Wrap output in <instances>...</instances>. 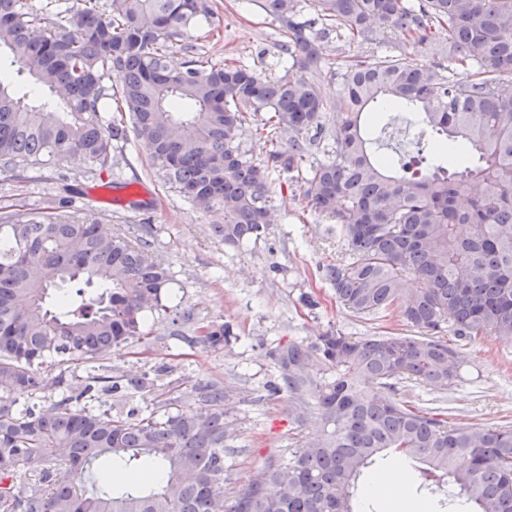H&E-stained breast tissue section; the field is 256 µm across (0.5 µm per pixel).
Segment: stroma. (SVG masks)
I'll return each instance as SVG.
<instances>
[{
    "label": "stroma",
    "instance_id": "obj_1",
    "mask_svg": "<svg viewBox=\"0 0 512 512\" xmlns=\"http://www.w3.org/2000/svg\"><path fill=\"white\" fill-rule=\"evenodd\" d=\"M223 28L221 41H196L198 52L221 62L232 58L280 75L287 56L272 17L259 0H215ZM321 68L315 84L321 95L335 99L337 53L395 55V38L376 45L340 42L328 35L322 44ZM114 162L99 170L79 158L59 162L58 169L79 187L73 211L94 213L108 235L129 239L142 225L154 228L152 257L169 268L177 293L165 310L146 321L147 336L131 340L89 363L43 365L50 377L83 382L88 370L104 376H146L153 381L145 394H97L93 407L124 414L156 408L187 390L194 381L222 382L228 392L224 411L233 432L224 452L227 495L250 483L270 462L287 457L318 434L314 421L297 422L293 403L281 391L278 349L291 342L311 343L328 330L348 336L410 334L396 314L358 318L336 300L321 268L336 262L344 246L334 223L308 207L299 186L272 174L277 220L267 235L242 247L224 245L214 237L212 219L177 192L163 186L153 161L136 139L114 148ZM54 183H25L0 172V207L21 202L41 206L58 193ZM191 321H183V314ZM208 322L224 324L229 336L214 350L185 341V334ZM459 356V371L447 393L414 388L413 398L431 408L438 419L456 425L512 424V341L488 337L462 339L445 332Z\"/></svg>",
    "mask_w": 512,
    "mask_h": 512
}]
</instances>
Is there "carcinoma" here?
<instances>
[{"label": "carcinoma", "mask_w": 512, "mask_h": 512, "mask_svg": "<svg viewBox=\"0 0 512 512\" xmlns=\"http://www.w3.org/2000/svg\"><path fill=\"white\" fill-rule=\"evenodd\" d=\"M314 23L299 0H259L279 25L293 59L280 76L209 62L187 45L174 68L168 44L188 34L211 8L206 0H84L72 11L46 0L52 27L25 0H0V48L64 104L31 105L10 91L0 72V171L20 181L49 180L57 162L80 158L102 168L123 124L107 123L101 104L114 97L106 78L123 77L120 99L136 138L169 188L212 218L214 236L240 246L265 236L275 217L272 169L303 189L314 211L336 223L347 258L322 267L336 299L356 316L395 310L416 336L353 337L330 330L310 344L290 343L279 365L296 397L297 419L315 417L322 434L270 463L224 497V386L197 381L190 401L164 411L126 415L81 403L91 390L39 409L20 404L49 382L42 360H91L146 335L147 313L165 308L173 281L149 255L150 228L132 243L105 236L68 201L39 209H0V512H377L364 502L365 480L392 452L420 479L427 512H512V425H447L399 388L443 392L457 376L458 353L436 336L512 340V0H313ZM336 38L373 42L394 35L403 46L438 40L442 72L405 58L360 57L336 70V101L312 76L327 25ZM337 110L326 129L325 111ZM409 112L416 155L380 152L365 114ZM269 113L264 161L241 146V132ZM469 152L448 161L423 153L457 141ZM328 160L316 159L319 152ZM415 281L404 287L406 278ZM100 292L83 298L85 289ZM74 288L78 303L48 307L49 290ZM228 336L209 323L185 337L217 347ZM322 375L313 378L308 367ZM372 379L379 390L362 382ZM103 390L136 394L144 377H94ZM314 408L303 401L307 390ZM109 460L139 468L136 482L114 491L103 477ZM59 461L71 480L51 483ZM39 470V479L22 468ZM98 486L85 489L87 474Z\"/></svg>", "instance_id": "1"}]
</instances>
